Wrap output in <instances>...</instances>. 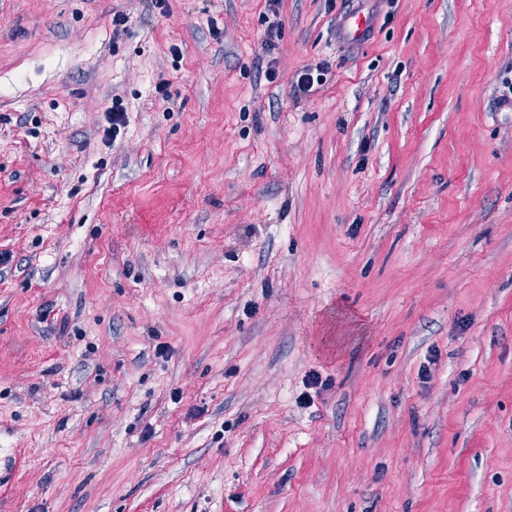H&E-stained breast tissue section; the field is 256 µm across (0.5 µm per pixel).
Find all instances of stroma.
Returning <instances> with one entry per match:
<instances>
[{
    "instance_id": "stroma-1",
    "label": "stroma",
    "mask_w": 512,
    "mask_h": 512,
    "mask_svg": "<svg viewBox=\"0 0 512 512\" xmlns=\"http://www.w3.org/2000/svg\"><path fill=\"white\" fill-rule=\"evenodd\" d=\"M0 512H512V0H0Z\"/></svg>"
}]
</instances>
